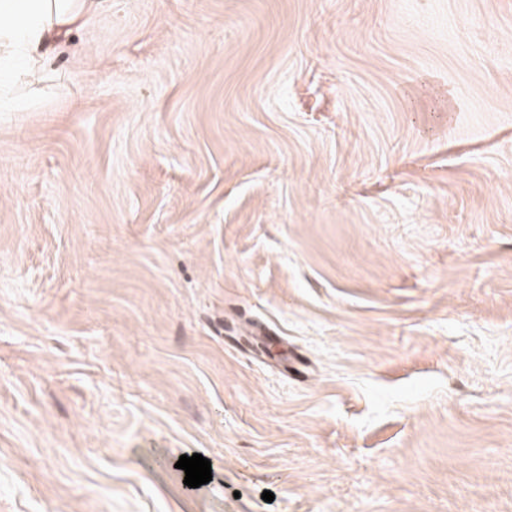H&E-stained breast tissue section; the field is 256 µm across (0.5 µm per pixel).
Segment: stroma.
I'll return each instance as SVG.
<instances>
[{
  "label": "stroma",
  "instance_id": "1",
  "mask_svg": "<svg viewBox=\"0 0 512 512\" xmlns=\"http://www.w3.org/2000/svg\"><path fill=\"white\" fill-rule=\"evenodd\" d=\"M26 102L0 512H512V0H107Z\"/></svg>",
  "mask_w": 512,
  "mask_h": 512
}]
</instances>
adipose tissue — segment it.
Masks as SVG:
<instances>
[{
  "label": "adipose tissue",
  "instance_id": "1",
  "mask_svg": "<svg viewBox=\"0 0 512 512\" xmlns=\"http://www.w3.org/2000/svg\"><path fill=\"white\" fill-rule=\"evenodd\" d=\"M103 0H0V112L20 107L19 85L36 84L46 62Z\"/></svg>",
  "mask_w": 512,
  "mask_h": 512
}]
</instances>
